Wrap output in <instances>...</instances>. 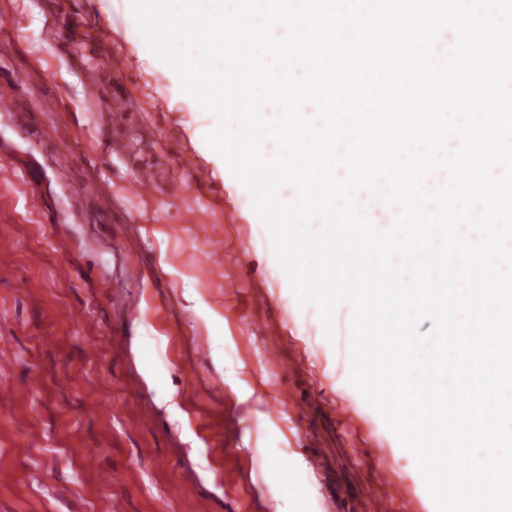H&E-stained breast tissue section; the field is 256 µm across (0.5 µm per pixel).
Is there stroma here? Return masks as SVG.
<instances>
[{"instance_id": "stroma-1", "label": "stroma", "mask_w": 512, "mask_h": 512, "mask_svg": "<svg viewBox=\"0 0 512 512\" xmlns=\"http://www.w3.org/2000/svg\"><path fill=\"white\" fill-rule=\"evenodd\" d=\"M75 13L81 38L61 36ZM103 30L138 100L126 158L96 120L111 82L92 98L80 80ZM2 94L28 125L0 112V512H374L382 497L436 512L413 456L348 395V340L326 339L270 258L248 190L206 141L216 115L149 51L126 0H0ZM165 152L200 180L172 163L154 192H125L134 159Z\"/></svg>"}]
</instances>
